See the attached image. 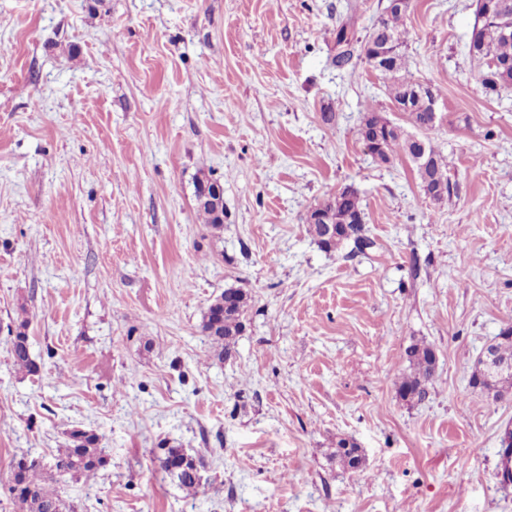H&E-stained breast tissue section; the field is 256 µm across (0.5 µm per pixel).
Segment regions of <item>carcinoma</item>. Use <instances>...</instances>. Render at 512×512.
<instances>
[{
	"label": "carcinoma",
	"mask_w": 512,
	"mask_h": 512,
	"mask_svg": "<svg viewBox=\"0 0 512 512\" xmlns=\"http://www.w3.org/2000/svg\"><path fill=\"white\" fill-rule=\"evenodd\" d=\"M496 8L487 12L481 0H476L474 23L465 43L466 54L477 61L480 85L487 96H497L512 87V0H496ZM407 10L383 7L371 31L358 37L351 20L336 25V56L334 64L344 68L355 58L360 59L383 79L385 93L406 115L411 127L429 131L435 127L437 116L430 106L434 89L424 88L408 73L407 62L401 52L407 30ZM359 140L365 153L382 165H390L403 155L416 167L420 190L424 197L438 202L450 195L448 161L430 142L409 134L394 124L382 112L368 107L362 113L358 128ZM198 212L209 228L219 231L224 227V198L203 200L196 198ZM314 213L326 219L324 224L305 221L306 231L325 252L338 250L343 244H353L352 252L362 253L373 246L364 222L362 199L357 190L347 194L336 192L313 207ZM251 296L240 288H226L209 305L202 322V331L215 344L214 356L219 361L235 356L237 337L246 327ZM22 320L12 341L10 354L15 366L29 373L37 372L31 357ZM405 370L397 378L398 397L410 403L426 395L428 384L436 379V355L433 347L411 344L402 354ZM471 385L480 388L495 400L512 398V372L489 374L482 367L471 376ZM99 438L82 429L69 433V443L59 450L55 470L44 471L33 460L19 459L13 468L11 488L19 512H75V506L66 503L50 484L64 477L78 480L96 473L103 466ZM336 460L351 470H361L364 457L356 443L340 438L336 441ZM162 471L181 487L195 491L199 487L200 459L182 448H165L158 457Z\"/></svg>",
	"instance_id": "cac0c4a2"
}]
</instances>
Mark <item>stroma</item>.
Returning <instances> with one entry per match:
<instances>
[{
	"label": "stroma",
	"instance_id": "1",
	"mask_svg": "<svg viewBox=\"0 0 512 512\" xmlns=\"http://www.w3.org/2000/svg\"><path fill=\"white\" fill-rule=\"evenodd\" d=\"M384 4L0 0V512L15 463L51 469L75 428L106 460L58 485L77 512H512V399L469 385L512 325V88L485 96L464 52L475 0H411L452 186L424 199L408 158L358 139L366 106L405 122L380 76L332 61L338 22L365 35ZM202 174L224 188L215 233ZM344 184L374 241L358 254L305 229ZM231 286L252 308L222 363L200 324ZM23 320L33 374L10 355ZM415 341L437 377L406 405ZM172 447L203 459L196 492L158 467ZM198 212L209 228L220 231L224 227V193L222 197L202 200L195 191ZM343 466L351 470H362L364 466V457L361 454L360 448L356 443L347 439L339 438L336 442L335 454Z\"/></svg>",
	"mask_w": 512,
	"mask_h": 512
}]
</instances>
